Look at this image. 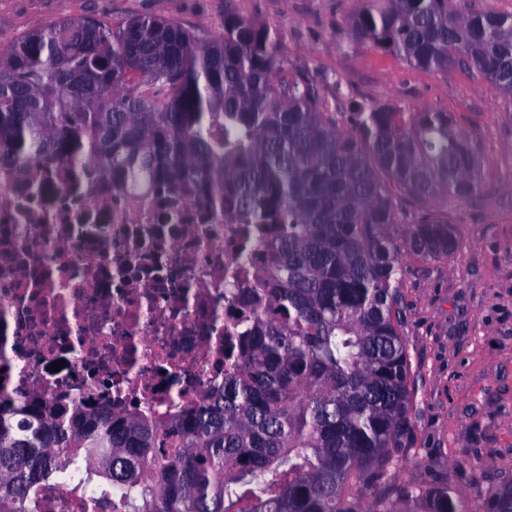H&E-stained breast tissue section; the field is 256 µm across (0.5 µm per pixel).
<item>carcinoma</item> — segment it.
Listing matches in <instances>:
<instances>
[{"label": "carcinoma", "mask_w": 512, "mask_h": 512, "mask_svg": "<svg viewBox=\"0 0 512 512\" xmlns=\"http://www.w3.org/2000/svg\"><path fill=\"white\" fill-rule=\"evenodd\" d=\"M453 2L361 0L351 42L512 97V13ZM282 41L228 9L213 40L86 15L0 50V170L92 163L118 192L180 193L272 233L222 389L163 414L0 394V512H42L56 491L82 512H478L475 497L512 512L508 479L472 498L463 468L443 487L395 477L428 466L409 455L401 256L456 249L448 201L480 189L477 136L441 110L333 107Z\"/></svg>", "instance_id": "1"}]
</instances>
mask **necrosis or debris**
Masks as SVG:
<instances>
[{
	"label": "necrosis or debris",
	"mask_w": 512,
	"mask_h": 512,
	"mask_svg": "<svg viewBox=\"0 0 512 512\" xmlns=\"http://www.w3.org/2000/svg\"><path fill=\"white\" fill-rule=\"evenodd\" d=\"M18 182L0 174V392L95 388L115 411L162 413L222 387L264 226L180 195L120 194L90 166Z\"/></svg>",
	"instance_id": "necrosis-or-debris-1"
}]
</instances>
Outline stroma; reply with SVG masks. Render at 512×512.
<instances>
[{"label": "stroma", "mask_w": 512, "mask_h": 512, "mask_svg": "<svg viewBox=\"0 0 512 512\" xmlns=\"http://www.w3.org/2000/svg\"><path fill=\"white\" fill-rule=\"evenodd\" d=\"M358 0H0V48L67 17L107 24L153 15L202 39L222 33L224 12L279 28L290 69L306 71L326 101H391L414 112L453 113L476 133L481 190L452 202L460 242L447 261L402 260L404 334L412 364L413 451L429 468L399 478L442 483L472 464L473 480L512 478V101L476 72L411 67L399 55L350 41L347 16Z\"/></svg>", "instance_id": "35a3bbf8"}]
</instances>
